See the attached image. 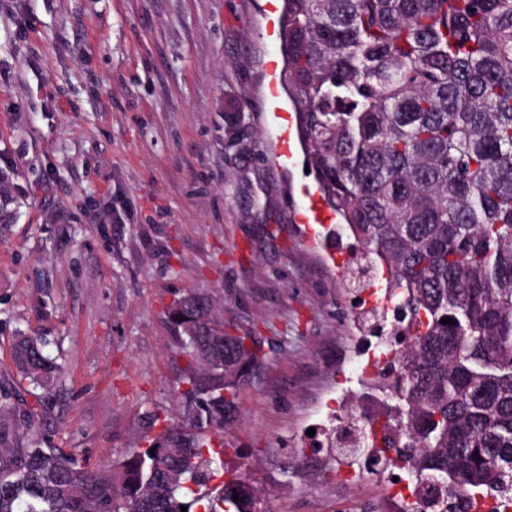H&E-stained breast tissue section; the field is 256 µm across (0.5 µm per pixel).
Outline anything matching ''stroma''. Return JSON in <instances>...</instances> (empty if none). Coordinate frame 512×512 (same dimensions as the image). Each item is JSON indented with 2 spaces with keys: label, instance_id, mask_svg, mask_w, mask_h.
<instances>
[{
  "label": "stroma",
  "instance_id": "1",
  "mask_svg": "<svg viewBox=\"0 0 512 512\" xmlns=\"http://www.w3.org/2000/svg\"><path fill=\"white\" fill-rule=\"evenodd\" d=\"M265 25L264 0H0V377L17 334L41 337L63 366L51 445L115 464L151 414L184 423L163 310L207 288L274 360L240 390L219 479L267 512H392L382 471L338 488L295 455L336 417L357 329L334 225L298 220L313 176L272 160Z\"/></svg>",
  "mask_w": 512,
  "mask_h": 512
}]
</instances>
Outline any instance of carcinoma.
Returning <instances> with one entry per match:
<instances>
[{
    "instance_id": "1",
    "label": "carcinoma",
    "mask_w": 512,
    "mask_h": 512,
    "mask_svg": "<svg viewBox=\"0 0 512 512\" xmlns=\"http://www.w3.org/2000/svg\"><path fill=\"white\" fill-rule=\"evenodd\" d=\"M282 82L305 162L340 231L387 268L411 315L377 418L383 454L465 512L512 508V0H283ZM186 363L194 431L154 414L145 446L91 467L46 443L24 386L59 365L16 337L0 384V512H254L244 478L218 490L212 436L270 364L227 333L206 288L165 312ZM451 318L452 324L441 319ZM239 501H234V494Z\"/></svg>"
}]
</instances>
